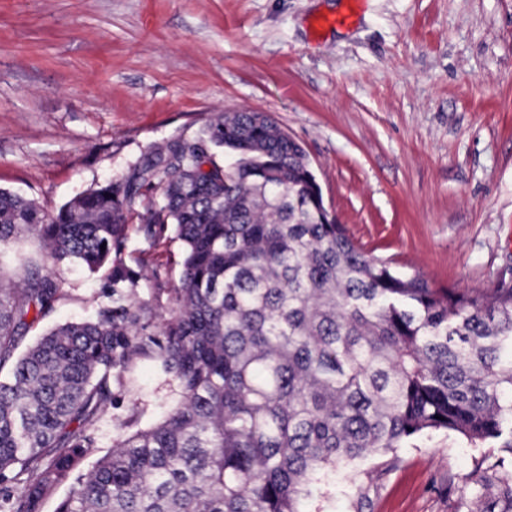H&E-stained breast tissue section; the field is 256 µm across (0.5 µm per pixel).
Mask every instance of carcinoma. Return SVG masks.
<instances>
[{
    "mask_svg": "<svg viewBox=\"0 0 512 512\" xmlns=\"http://www.w3.org/2000/svg\"><path fill=\"white\" fill-rule=\"evenodd\" d=\"M149 223L183 243L177 311L158 357L182 401L80 470L112 403V370L141 350L123 288L126 213L146 180ZM39 236L45 272L0 279V512H303L340 464L446 430L512 456V288L437 289L361 251L329 216L301 145L263 112H221L158 147L124 182L57 213L0 188V244ZM112 265L113 305L19 351L59 299L60 267ZM512 507V467L468 475Z\"/></svg>",
    "mask_w": 512,
    "mask_h": 512,
    "instance_id": "carcinoma-1",
    "label": "carcinoma"
}]
</instances>
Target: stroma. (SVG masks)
Here are the masks:
<instances>
[{
	"label": "stroma",
	"instance_id": "35a3bbf8",
	"mask_svg": "<svg viewBox=\"0 0 512 512\" xmlns=\"http://www.w3.org/2000/svg\"><path fill=\"white\" fill-rule=\"evenodd\" d=\"M0 0V187L56 213L124 177L219 112L267 113L304 148L326 207L369 255L432 287L512 286V0ZM142 190L121 253L147 307V354L112 373L89 461L180 400L156 358L181 286L174 225ZM38 236L0 245V275L43 269ZM110 270L64 267L52 311L25 333L93 318ZM340 465L307 512H502L467 481L485 451L445 431ZM363 4L364 0H350L348 3V8L343 15L339 17L317 18L312 21L311 26L313 30L318 32L328 27L346 25L352 21L354 15L363 6Z\"/></svg>",
	"mask_w": 512,
	"mask_h": 512
}]
</instances>
